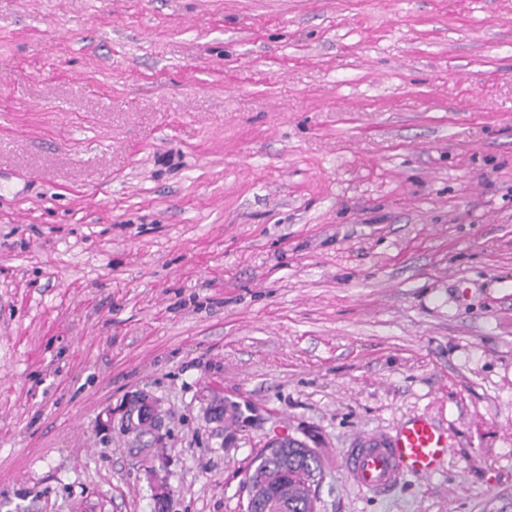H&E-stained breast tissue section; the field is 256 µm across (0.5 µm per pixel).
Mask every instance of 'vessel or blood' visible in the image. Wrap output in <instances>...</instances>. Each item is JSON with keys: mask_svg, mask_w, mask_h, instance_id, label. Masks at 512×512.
<instances>
[{"mask_svg": "<svg viewBox=\"0 0 512 512\" xmlns=\"http://www.w3.org/2000/svg\"><path fill=\"white\" fill-rule=\"evenodd\" d=\"M442 426L417 415L390 432L360 439L342 453L347 479L359 492L382 495L409 476H428L439 470L448 455Z\"/></svg>", "mask_w": 512, "mask_h": 512, "instance_id": "1", "label": "vessel or blood"}]
</instances>
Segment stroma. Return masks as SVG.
Wrapping results in <instances>:
<instances>
[{
    "label": "stroma",
    "mask_w": 512,
    "mask_h": 512,
    "mask_svg": "<svg viewBox=\"0 0 512 512\" xmlns=\"http://www.w3.org/2000/svg\"><path fill=\"white\" fill-rule=\"evenodd\" d=\"M142 392L169 512L287 435L317 512H512V0H0V512H154ZM448 451L444 428L426 415H416L393 431L378 432L343 449V469L359 492L379 496L407 476L437 472Z\"/></svg>",
    "instance_id": "1"
}]
</instances>
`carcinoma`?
<instances>
[{"label": "carcinoma", "mask_w": 512, "mask_h": 512, "mask_svg": "<svg viewBox=\"0 0 512 512\" xmlns=\"http://www.w3.org/2000/svg\"><path fill=\"white\" fill-rule=\"evenodd\" d=\"M251 477L263 485V499L253 512H316L317 488L323 463L311 448H290L279 453L261 449L254 458Z\"/></svg>", "instance_id": "cac0c4a2"}]
</instances>
